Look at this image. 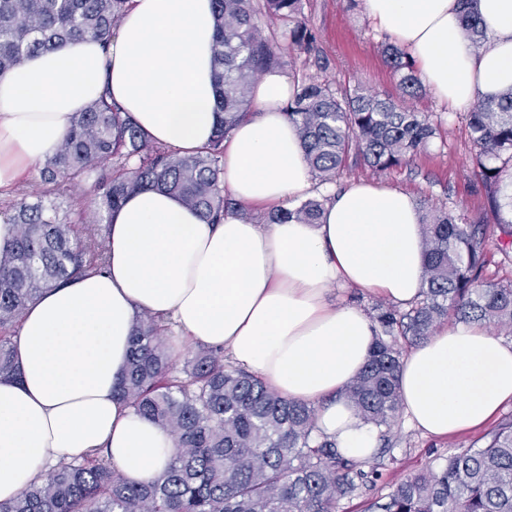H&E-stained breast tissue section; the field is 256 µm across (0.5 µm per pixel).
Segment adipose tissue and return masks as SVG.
<instances>
[{"mask_svg":"<svg viewBox=\"0 0 512 512\" xmlns=\"http://www.w3.org/2000/svg\"><path fill=\"white\" fill-rule=\"evenodd\" d=\"M370 19L406 48L439 101L463 110L512 87V0H473L491 41L474 53L461 0H364ZM213 0H127L109 45L86 38L0 74V196L52 154L85 105L109 93L155 141L178 153L216 129ZM280 70L255 86L257 112L224 140V190L244 210L204 223L159 190L113 212L109 263L31 304L14 339L21 377L0 378V503L40 482L49 464L108 449L137 481L156 479L175 440L113 393L132 330L145 314L181 340L223 347L266 387L314 405L320 434L367 460L377 430L342 392L365 365L375 329L363 309L333 301L359 288L407 305L420 299L424 248L414 199L366 179L330 193L318 223L261 224L316 181L285 111ZM405 416L449 436L512 401V343L476 324H445L403 358Z\"/></svg>","mask_w":512,"mask_h":512,"instance_id":"adipose-tissue-1","label":"adipose tissue"}]
</instances>
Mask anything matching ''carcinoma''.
<instances>
[{
  "label": "carcinoma",
  "instance_id": "carcinoma-1",
  "mask_svg": "<svg viewBox=\"0 0 512 512\" xmlns=\"http://www.w3.org/2000/svg\"><path fill=\"white\" fill-rule=\"evenodd\" d=\"M127 0H0V74L31 56L91 37L108 43ZM213 140L178 155L154 141L131 115L103 96L88 104L56 150L39 163L44 189L17 190L3 208L16 235L0 253V376L16 377L15 327L44 292L88 270L106 266L102 226L130 194L149 188L179 196L209 224L235 203L223 186L224 138L251 113L256 80L283 66L281 43L258 15L283 24L292 50L313 51L315 31L303 0H213ZM464 32L475 51L485 48L481 22L464 11ZM385 57L405 94L422 92L415 64L389 43ZM306 160L320 184H332L349 156L384 171L407 164L436 135L427 116L404 101L341 90L317 77L297 83L286 105ZM481 167L489 213L457 222L420 205L425 255L422 298L406 311L374 307L377 336L361 372L344 397L380 430V453L400 417V341L417 344L442 320L493 326L512 335V285L482 279L486 237H512L498 193L512 166V87L467 113ZM93 180V205L71 220L64 203ZM325 200L257 217L260 223L315 224ZM170 330L151 316L131 336L125 377L117 394L134 412L175 436L178 451L150 484L128 480L103 450L80 461L59 462L0 512H336L338 502L371 478L363 463L344 456L336 442L316 438L314 406L290 401L261 379L231 365L224 350L209 347L173 370ZM377 512H512V420L484 442L451 453L435 468L409 475L371 505Z\"/></svg>",
  "mask_w": 512,
  "mask_h": 512
}]
</instances>
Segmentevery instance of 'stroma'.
Returning a JSON list of instances; mask_svg holds the SVG:
<instances>
[{
    "mask_svg": "<svg viewBox=\"0 0 512 512\" xmlns=\"http://www.w3.org/2000/svg\"><path fill=\"white\" fill-rule=\"evenodd\" d=\"M303 2L304 14L317 34L319 54L314 57L286 51L284 70L291 80L317 74L340 89L360 88L383 98H402L398 78L382 52L383 44L390 37L372 24L363 5L350 8L346 0ZM410 105L428 115L438 127L437 135L427 147L409 164L385 172L377 173L358 162L348 161L340 175L341 181L375 180L461 219L483 213L487 203L465 112L448 109L428 87ZM485 433V428L480 427L436 438L422 434L407 419H400L389 451L376 460L378 475L373 483L341 499L337 512H367L370 504L386 495L393 484L407 475L437 466L441 457L472 446Z\"/></svg>",
    "mask_w": 512,
    "mask_h": 512,
    "instance_id": "35a3bbf8",
    "label": "stroma"
}]
</instances>
